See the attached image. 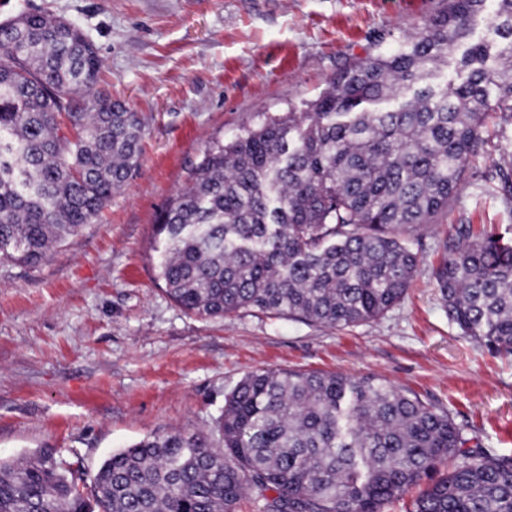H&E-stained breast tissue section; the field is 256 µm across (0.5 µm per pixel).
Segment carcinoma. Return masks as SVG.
<instances>
[{
  "label": "carcinoma",
  "mask_w": 512,
  "mask_h": 512,
  "mask_svg": "<svg viewBox=\"0 0 512 512\" xmlns=\"http://www.w3.org/2000/svg\"><path fill=\"white\" fill-rule=\"evenodd\" d=\"M448 0L396 46L339 70L305 112L211 142L155 226L181 308L344 329L406 295L424 232L448 216L491 120L512 113V0ZM462 83L434 84L474 21ZM101 60L63 18L0 23V260L35 267L138 167L137 113L97 88ZM433 270L448 320L512 354V236L455 224ZM445 412L374 377L252 372L213 437L151 436L105 459L90 494L52 451L0 458V512H382L443 462L412 512H512V458L466 447Z\"/></svg>",
  "instance_id": "obj_1"
}]
</instances>
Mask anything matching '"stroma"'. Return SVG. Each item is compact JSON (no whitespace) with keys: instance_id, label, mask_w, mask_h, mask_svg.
<instances>
[{"instance_id":"1","label":"stroma","mask_w":512,"mask_h":512,"mask_svg":"<svg viewBox=\"0 0 512 512\" xmlns=\"http://www.w3.org/2000/svg\"><path fill=\"white\" fill-rule=\"evenodd\" d=\"M444 0H0V22L51 13L102 61L103 89L144 122L139 167L93 223L35 267L0 262V458L50 449L88 478L113 452L205 433L258 370L373 376L447 412L471 445L512 457V355L449 323L431 270L453 225L512 232L497 119L405 298L336 330L259 312L205 319L156 280V218L205 146L302 112L336 72L391 48Z\"/></svg>"}]
</instances>
